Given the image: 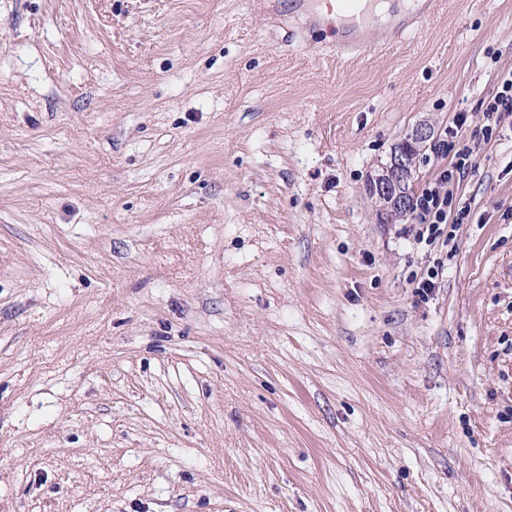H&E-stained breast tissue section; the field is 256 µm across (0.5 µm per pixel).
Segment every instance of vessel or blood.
I'll return each mask as SVG.
<instances>
[{
	"label": "vessel or blood",
	"instance_id": "obj_1",
	"mask_svg": "<svg viewBox=\"0 0 512 512\" xmlns=\"http://www.w3.org/2000/svg\"><path fill=\"white\" fill-rule=\"evenodd\" d=\"M324 2L293 0V8L308 29L339 22L336 53L345 56L386 48L390 40L401 38L433 17L445 0H337L334 14L323 12Z\"/></svg>",
	"mask_w": 512,
	"mask_h": 512
}]
</instances>
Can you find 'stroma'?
Returning a JSON list of instances; mask_svg holds the SVG:
<instances>
[{"label":"stroma","instance_id":"1","mask_svg":"<svg viewBox=\"0 0 512 512\" xmlns=\"http://www.w3.org/2000/svg\"><path fill=\"white\" fill-rule=\"evenodd\" d=\"M336 37L291 0H0V512H512V115L470 139L512 0ZM424 122L414 191L472 168L422 298L441 253L368 185ZM444 265V261H439L433 267H428L419 279H417L418 275H416L412 280V283H415L414 288L416 292L427 296L434 288H437L439 280L443 279Z\"/></svg>","mask_w":512,"mask_h":512}]
</instances>
